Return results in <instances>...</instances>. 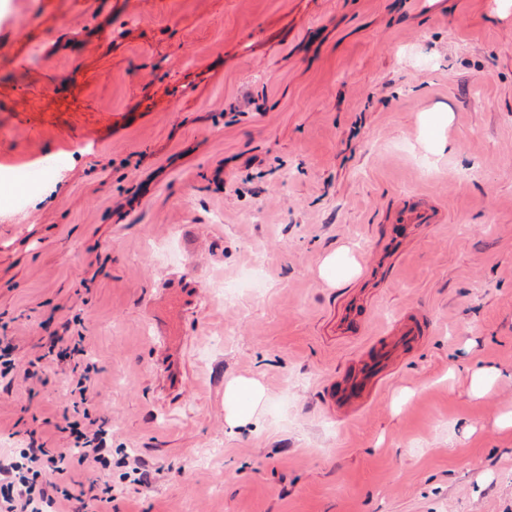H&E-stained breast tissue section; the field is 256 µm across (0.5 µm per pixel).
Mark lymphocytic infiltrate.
Returning a JSON list of instances; mask_svg holds the SVG:
<instances>
[{
    "label": "lymphocytic infiltrate",
    "mask_w": 512,
    "mask_h": 512,
    "mask_svg": "<svg viewBox=\"0 0 512 512\" xmlns=\"http://www.w3.org/2000/svg\"><path fill=\"white\" fill-rule=\"evenodd\" d=\"M60 327V333L50 336L47 353L61 362L72 361L73 389L86 393L99 368L84 356V336L70 335L68 322H61ZM63 420L69 436L67 448L53 452L32 440L9 460L0 461V512H42L46 506L57 512H86L83 484L73 472L84 465L107 469L111 433L83 401L72 402Z\"/></svg>",
    "instance_id": "f902f5d3"
}]
</instances>
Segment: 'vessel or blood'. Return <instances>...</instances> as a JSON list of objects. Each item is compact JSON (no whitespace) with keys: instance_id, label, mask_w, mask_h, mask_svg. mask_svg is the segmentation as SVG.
<instances>
[{"instance_id":"vessel-or-blood-1","label":"vessel or blood","mask_w":512,"mask_h":512,"mask_svg":"<svg viewBox=\"0 0 512 512\" xmlns=\"http://www.w3.org/2000/svg\"><path fill=\"white\" fill-rule=\"evenodd\" d=\"M433 211L412 204L399 209L393 216L389 247L402 243L415 224L435 223ZM368 314L367 306L358 299H350L342 307L334 322V331L343 336L357 334ZM427 330L426 323L417 315H409L386 335L372 340L360 357L348 366L339 379L330 381L327 395L331 407L350 410L361 405L373 387L388 373L394 360L403 352L414 349Z\"/></svg>"}]
</instances>
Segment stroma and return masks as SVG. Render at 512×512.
<instances>
[{"mask_svg":"<svg viewBox=\"0 0 512 512\" xmlns=\"http://www.w3.org/2000/svg\"><path fill=\"white\" fill-rule=\"evenodd\" d=\"M494 9L0 0V177L18 187L0 190V336L27 360L48 317H80L112 429L110 469L81 472L95 512H512V15ZM414 199L440 222L389 262L362 332L330 337ZM340 247L360 271L332 288L319 266ZM412 311L419 345L337 413L326 385ZM236 377L266 396L232 428ZM68 404L63 365L0 386V448H65Z\"/></svg>","mask_w":512,"mask_h":512,"instance_id":"stroma-1","label":"stroma"}]
</instances>
